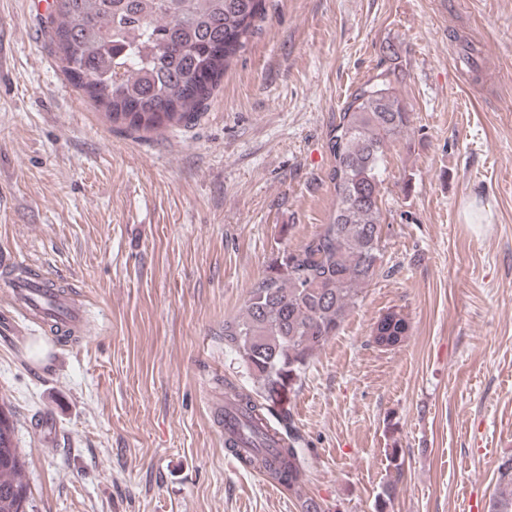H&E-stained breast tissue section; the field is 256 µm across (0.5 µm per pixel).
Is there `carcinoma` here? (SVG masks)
Listing matches in <instances>:
<instances>
[{
	"label": "carcinoma",
	"mask_w": 512,
	"mask_h": 512,
	"mask_svg": "<svg viewBox=\"0 0 512 512\" xmlns=\"http://www.w3.org/2000/svg\"><path fill=\"white\" fill-rule=\"evenodd\" d=\"M265 12L266 0H53L45 24L72 86L112 123L151 131L201 114ZM398 59L391 51L389 67L351 95L327 132L335 194L328 223L300 248L274 256L242 316L224 321V347L253 382L250 391L225 383L224 448L287 485L303 512L324 510L297 481L306 442L279 405L380 269L386 150L411 122ZM408 332L406 316L390 310L376 322L373 342L393 348ZM14 437L12 412L0 406V512H31ZM488 512H512V454L497 466Z\"/></svg>",
	"instance_id": "carcinoma-1"
}]
</instances>
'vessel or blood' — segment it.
Returning <instances> with one entry per match:
<instances>
[{
  "mask_svg": "<svg viewBox=\"0 0 512 512\" xmlns=\"http://www.w3.org/2000/svg\"><path fill=\"white\" fill-rule=\"evenodd\" d=\"M13 296L27 313L53 325L58 331L76 330L82 322L81 310L67 296L56 294L50 279H34L15 285Z\"/></svg>",
  "mask_w": 512,
  "mask_h": 512,
  "instance_id": "vessel-or-blood-1",
  "label": "vessel or blood"
}]
</instances>
